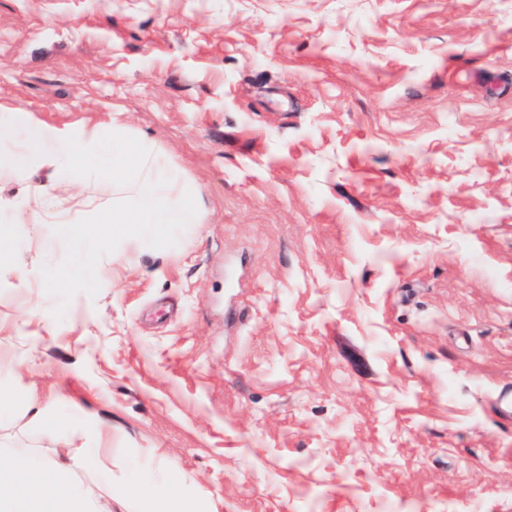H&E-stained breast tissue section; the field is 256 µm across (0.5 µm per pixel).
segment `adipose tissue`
Returning a JSON list of instances; mask_svg holds the SVG:
<instances>
[{
  "instance_id": "obj_1",
  "label": "adipose tissue",
  "mask_w": 512,
  "mask_h": 512,
  "mask_svg": "<svg viewBox=\"0 0 512 512\" xmlns=\"http://www.w3.org/2000/svg\"><path fill=\"white\" fill-rule=\"evenodd\" d=\"M50 169L53 185L28 186L0 199V275L26 283L17 255L30 238L52 243L79 239L85 248L71 262L50 268L43 287L100 282L95 253L104 245L130 253L174 235L178 225L200 224L198 191L148 140H131L123 125L86 129L35 124L18 106L0 102V179ZM94 186L111 193V208L86 194ZM30 421L52 453L7 447L0 465V512H200L198 499L166 478L167 464L154 452L114 467L101 426L74 420L60 406L28 398Z\"/></svg>"
}]
</instances>
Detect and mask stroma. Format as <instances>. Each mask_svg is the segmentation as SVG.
<instances>
[{"instance_id": "1", "label": "stroma", "mask_w": 512, "mask_h": 512, "mask_svg": "<svg viewBox=\"0 0 512 512\" xmlns=\"http://www.w3.org/2000/svg\"><path fill=\"white\" fill-rule=\"evenodd\" d=\"M0 101L117 121L205 221L0 280V401L152 449L204 512H512V0H0Z\"/></svg>"}]
</instances>
